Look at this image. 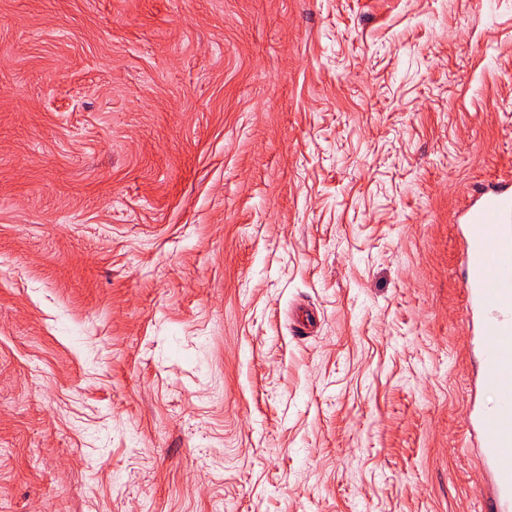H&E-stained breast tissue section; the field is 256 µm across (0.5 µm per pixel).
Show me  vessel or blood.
<instances>
[{"instance_id": "obj_1", "label": "vessel or blood", "mask_w": 512, "mask_h": 512, "mask_svg": "<svg viewBox=\"0 0 512 512\" xmlns=\"http://www.w3.org/2000/svg\"><path fill=\"white\" fill-rule=\"evenodd\" d=\"M454 222L465 316L479 338V382L497 391L494 406L476 411L471 438L490 476L486 512H512V181L474 189Z\"/></svg>"}]
</instances>
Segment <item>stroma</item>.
Segmentation results:
<instances>
[{
    "mask_svg": "<svg viewBox=\"0 0 512 512\" xmlns=\"http://www.w3.org/2000/svg\"><path fill=\"white\" fill-rule=\"evenodd\" d=\"M502 176L512 0H0V512H482ZM465 316L479 338L478 384L496 388L478 409L471 438L490 476L487 512L512 511V181L490 180L455 214Z\"/></svg>",
    "mask_w": 512,
    "mask_h": 512,
    "instance_id": "35a3bbf8",
    "label": "stroma"
}]
</instances>
